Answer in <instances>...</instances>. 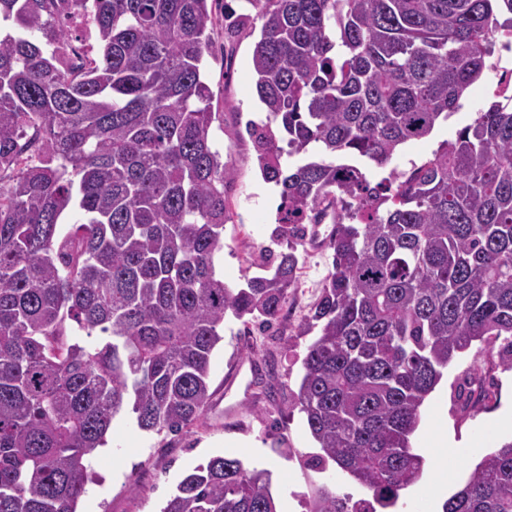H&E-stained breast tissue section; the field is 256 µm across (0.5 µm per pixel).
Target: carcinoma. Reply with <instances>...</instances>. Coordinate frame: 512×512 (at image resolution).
Returning a JSON list of instances; mask_svg holds the SVG:
<instances>
[{
  "mask_svg": "<svg viewBox=\"0 0 512 512\" xmlns=\"http://www.w3.org/2000/svg\"><path fill=\"white\" fill-rule=\"evenodd\" d=\"M208 2L0 0V512H77L126 408L143 431L193 426L225 317L278 322L304 225L326 218L331 270L296 335L314 338L292 407L319 461L372 499L322 486L309 512H376L420 479L421 407L472 342L512 370V97L393 182L371 185L361 165H387L455 112L512 0H246L255 90L278 124L248 131L281 186L287 251L244 288L215 273L235 169L210 135ZM76 17L95 37L77 60ZM69 208L82 219L65 228ZM95 330L105 340L82 345ZM495 386L463 382L462 409ZM161 512L277 505L270 472L218 455ZM445 512H512V441Z\"/></svg>",
  "mask_w": 512,
  "mask_h": 512,
  "instance_id": "cac0c4a2",
  "label": "carcinoma"
}]
</instances>
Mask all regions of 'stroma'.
I'll list each match as a JSON object with an SVG mask.
<instances>
[{
	"instance_id": "stroma-1",
	"label": "stroma",
	"mask_w": 512,
	"mask_h": 512,
	"mask_svg": "<svg viewBox=\"0 0 512 512\" xmlns=\"http://www.w3.org/2000/svg\"><path fill=\"white\" fill-rule=\"evenodd\" d=\"M216 14L238 17L237 27L217 25L211 50L205 56L207 82L212 90L214 120L211 137L216 149L236 171L227 189L232 222L224 226V249L216 270L232 288L244 285L258 264L276 258L285 246L271 237L280 204V189L266 181L257 166L256 153L246 126L266 123L267 113L255 91L252 49L261 34L259 21L250 20L246 0H215ZM512 71V52L503 53L500 65H489L471 86L460 108L440 122L427 138L402 146L388 166L367 165L371 183L388 179L392 171L408 170L422 163L438 147L454 139L477 113L498 98L504 70ZM300 278L296 295L284 317L260 331L258 355H250L252 341L241 321L224 322V340L213 353L210 372L212 399L204 417L189 430L161 435L139 430L130 413L117 415L92 462V475L78 503V512H160L184 474L216 455H231L247 468L270 471L271 490L281 512H308L314 490L329 485L337 494L353 499L370 493L334 464L319 465L317 445L302 414L287 409L284 401L272 402L257 394V378L274 373L282 385L297 391L305 343L289 344L315 302L331 266L326 244L306 234L298 247ZM486 351L476 343L445 370L435 391L426 400L419 426L411 438L424 459L420 484L404 490L389 512H431L432 474L452 470L467 481L476 459L445 447L444 436L457 442L478 443L490 452L512 440V371H495L496 402L490 409L462 413L456 388L467 372L483 366Z\"/></svg>"
}]
</instances>
